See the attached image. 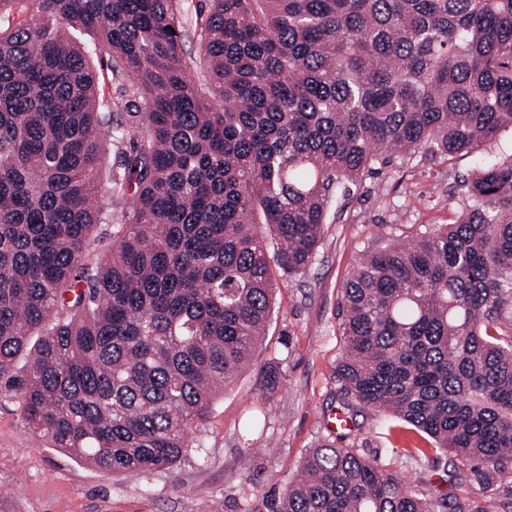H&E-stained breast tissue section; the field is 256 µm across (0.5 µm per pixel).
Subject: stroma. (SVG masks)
Instances as JSON below:
<instances>
[{
    "label": "stroma",
    "mask_w": 512,
    "mask_h": 512,
    "mask_svg": "<svg viewBox=\"0 0 512 512\" xmlns=\"http://www.w3.org/2000/svg\"><path fill=\"white\" fill-rule=\"evenodd\" d=\"M512 154V129L492 150L450 157L419 152L365 176L331 202L317 255L301 276L277 275L268 334L253 364L215 400L198 445L172 468L110 474L50 447L30 430L17 400L0 398V512H268L306 453L327 437L338 405L340 289L365 248L451 223L448 195L458 177ZM279 377L276 392L265 375ZM340 446L391 465L427 494L471 512H512V473L400 456L407 438L389 415L362 410Z\"/></svg>",
    "instance_id": "1"
}]
</instances>
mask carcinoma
Here are the masks:
<instances>
[{
	"instance_id": "cac0c4a2",
	"label": "carcinoma",
	"mask_w": 512,
	"mask_h": 512,
	"mask_svg": "<svg viewBox=\"0 0 512 512\" xmlns=\"http://www.w3.org/2000/svg\"><path fill=\"white\" fill-rule=\"evenodd\" d=\"M89 32L88 48L73 36ZM0 0V398L112 473L173 467L307 272L330 201L512 127V0ZM131 80L112 124L90 53ZM118 161L103 176L107 144ZM344 282L343 405L512 465V154ZM112 225V247L95 230ZM28 363L19 368L16 362ZM462 512L326 440L269 512Z\"/></svg>"
}]
</instances>
